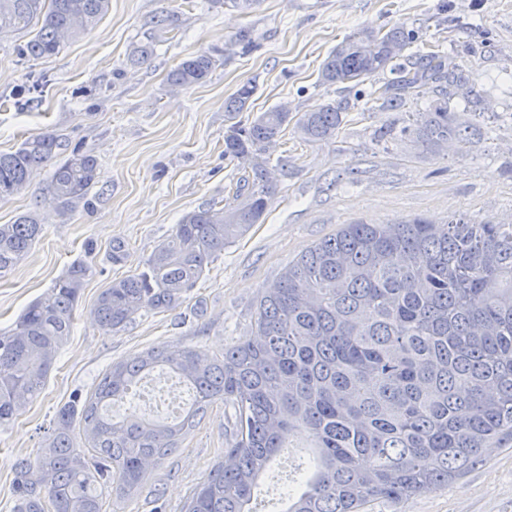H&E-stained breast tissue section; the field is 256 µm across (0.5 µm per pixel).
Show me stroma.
I'll return each mask as SVG.
<instances>
[{"mask_svg":"<svg viewBox=\"0 0 512 512\" xmlns=\"http://www.w3.org/2000/svg\"><path fill=\"white\" fill-rule=\"evenodd\" d=\"M164 9L179 14L180 33L157 43L147 64H131L142 32ZM385 25L416 33L414 52L436 46L466 59L472 79L452 87L450 107L468 142L452 137L436 148L406 133L410 113L369 111L370 81L347 91L320 83L321 63L337 44ZM243 28L252 51L218 62L200 85H169L168 72L183 59L223 46ZM35 33L31 27L0 36V152L50 132L64 151L79 146L95 155L100 178L89 205L66 215L43 204L48 166L0 201V224L34 212L43 226L31 252L0 278V329L72 263L88 268L45 388L0 428V512H13V462L45 447L61 406L88 399L112 364L146 349L180 343L220 355L249 341L263 288L345 225L414 218L442 224L456 216L512 226V0H260L248 15L212 8L209 0H110L98 24L55 56L21 55ZM38 75L47 80L42 96L18 105L17 90ZM248 81L257 86L251 117L277 105L297 113L328 99L346 100L349 110L330 141L305 142L285 130L273 154L287 158L288 174L263 222L226 246L181 304L104 334L91 314L100 292L141 269L183 214L227 198L238 171L224 158V102ZM115 239L128 248L117 265L109 252ZM233 418L231 407L212 405L137 492L115 502L116 512H183L223 459ZM308 443L290 440L273 460L253 512H284L286 491L299 489L310 471ZM367 512H512V445H490L482 465L448 485L399 503L377 500Z\"/></svg>","mask_w":512,"mask_h":512,"instance_id":"1","label":"stroma"}]
</instances>
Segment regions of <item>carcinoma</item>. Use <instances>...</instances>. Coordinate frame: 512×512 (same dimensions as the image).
<instances>
[{"label":"carcinoma","instance_id":"carcinoma-1","mask_svg":"<svg viewBox=\"0 0 512 512\" xmlns=\"http://www.w3.org/2000/svg\"><path fill=\"white\" fill-rule=\"evenodd\" d=\"M252 13L259 0H210ZM109 0H0V35L37 27L21 46L29 59L57 54L64 40L88 33ZM179 15L161 11L131 53L147 62L156 43L179 32ZM415 34L399 27L359 29L331 50L319 70L326 85H348L390 72L371 93L389 112L414 103L426 81L437 98L406 130L435 147L460 136L448 88L472 75L465 60L410 52ZM250 48L243 29L224 43L182 60L168 75L175 88L206 80L218 61ZM26 84L17 101L41 95ZM256 85L242 84L225 111L248 109ZM345 108L338 101L296 115L276 106L224 134V158L240 176L231 198L186 213L143 269L112 281L91 311L106 334L143 312L179 304L224 247L262 221L276 191L269 165L289 123L305 141L336 137ZM61 143L43 133L0 153V200L26 188L33 170L53 168L49 192L61 213L87 200L99 182L97 159L79 149L59 159ZM42 224L32 213L0 224V275L33 248ZM87 269L70 267L48 291L0 330V427L42 393L73 324ZM255 339L218 357L191 346L148 349L116 363L90 400L68 404L36 458L13 465V512H106L103 490L132 495L150 465L179 447L207 409H234L231 443L186 502L184 512H252L259 479L284 448L283 437L309 436L313 472L284 512H364L430 492L468 472L494 442L512 441V228L413 219L348 224L316 243L265 288L254 316ZM157 368L192 391L179 416L156 423L121 419L109 404ZM80 416L85 446L72 434Z\"/></svg>","mask_w":512,"mask_h":512}]
</instances>
